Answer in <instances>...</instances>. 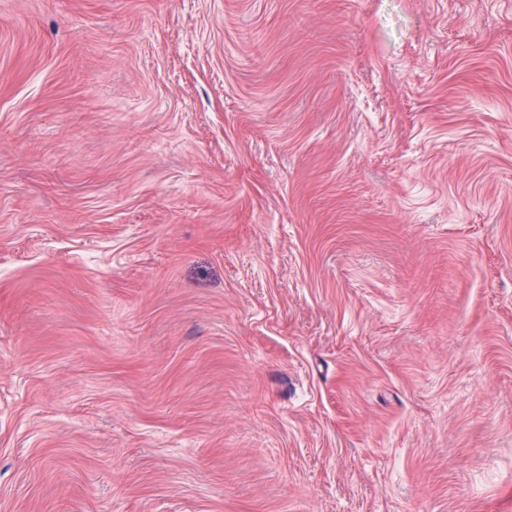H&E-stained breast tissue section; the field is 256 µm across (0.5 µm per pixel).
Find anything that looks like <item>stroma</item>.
Instances as JSON below:
<instances>
[{
  "mask_svg": "<svg viewBox=\"0 0 512 512\" xmlns=\"http://www.w3.org/2000/svg\"><path fill=\"white\" fill-rule=\"evenodd\" d=\"M0 512H512V0H0Z\"/></svg>",
  "mask_w": 512,
  "mask_h": 512,
  "instance_id": "35a3bbf8",
  "label": "stroma"
}]
</instances>
